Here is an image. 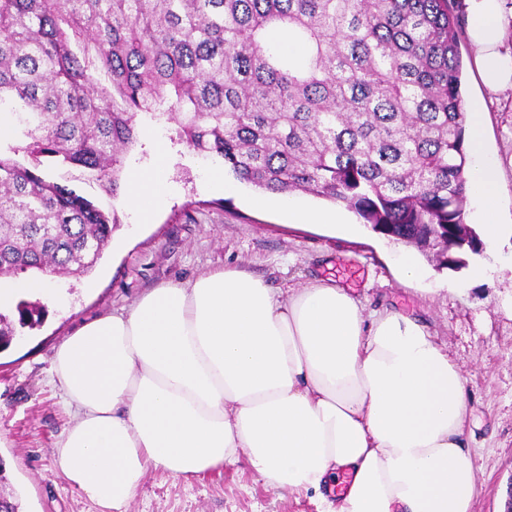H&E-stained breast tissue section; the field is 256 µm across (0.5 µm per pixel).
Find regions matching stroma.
Segmentation results:
<instances>
[{
  "instance_id": "1",
  "label": "stroma",
  "mask_w": 512,
  "mask_h": 512,
  "mask_svg": "<svg viewBox=\"0 0 512 512\" xmlns=\"http://www.w3.org/2000/svg\"><path fill=\"white\" fill-rule=\"evenodd\" d=\"M465 100L484 99L488 151L501 162L499 220L503 231L485 241L467 267L402 279L397 259L406 247L345 212L347 232L319 224L286 223L272 194L241 185L226 195L210 185L224 170L180 142L173 125L137 122V143L125 154V172L158 169L163 196L143 215L107 181L76 176L70 185L120 226L93 271L54 278L41 298L40 327L23 330L0 350V492L18 494L21 512H99L57 471L56 442L71 414L52 383L58 344L83 322L130 307L152 288L239 267L270 287H302L335 278L365 311L388 308L419 318L459 366L472 408L466 427L477 467L474 512H500L512 484V89L489 91L480 82L474 50L461 38ZM487 268L486 277L472 274ZM316 494L275 492L247 465L221 467L176 479L149 472L128 512H322Z\"/></svg>"
}]
</instances>
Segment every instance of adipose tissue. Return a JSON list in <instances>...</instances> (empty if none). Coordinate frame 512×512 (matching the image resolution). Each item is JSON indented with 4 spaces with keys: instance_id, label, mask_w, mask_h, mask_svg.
I'll return each mask as SVG.
<instances>
[{
    "instance_id": "ef3b65f1",
    "label": "adipose tissue",
    "mask_w": 512,
    "mask_h": 512,
    "mask_svg": "<svg viewBox=\"0 0 512 512\" xmlns=\"http://www.w3.org/2000/svg\"><path fill=\"white\" fill-rule=\"evenodd\" d=\"M483 85L512 88L507 0H463ZM485 103L468 105V187L499 235ZM73 420L55 466L102 512H128L149 471L246 462L275 491H327L325 512H473L460 371L415 318L365 314L336 282L272 288L227 267L152 289L56 348Z\"/></svg>"
}]
</instances>
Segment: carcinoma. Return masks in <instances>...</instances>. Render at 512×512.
Wrapping results in <instances>:
<instances>
[{
    "instance_id": "1",
    "label": "carcinoma",
    "mask_w": 512,
    "mask_h": 512,
    "mask_svg": "<svg viewBox=\"0 0 512 512\" xmlns=\"http://www.w3.org/2000/svg\"><path fill=\"white\" fill-rule=\"evenodd\" d=\"M462 27L454 0H0V279L93 270L118 219L44 166L117 189L141 115L243 183L342 203L461 268L478 237ZM16 309L0 312V349L41 322L38 305Z\"/></svg>"
}]
</instances>
